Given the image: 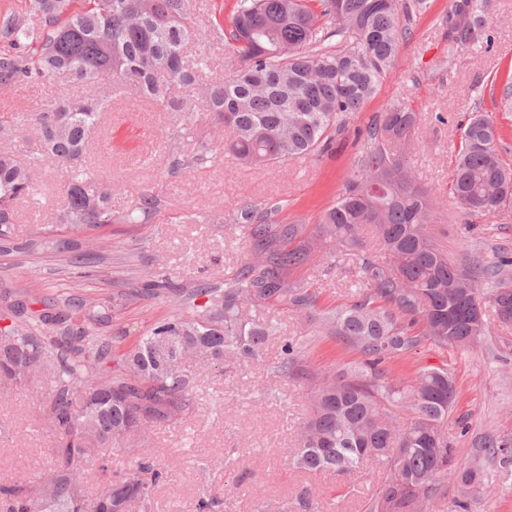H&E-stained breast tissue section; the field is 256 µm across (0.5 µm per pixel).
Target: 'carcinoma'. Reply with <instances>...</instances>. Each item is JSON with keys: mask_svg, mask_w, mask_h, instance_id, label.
Segmentation results:
<instances>
[{"mask_svg": "<svg viewBox=\"0 0 512 512\" xmlns=\"http://www.w3.org/2000/svg\"><path fill=\"white\" fill-rule=\"evenodd\" d=\"M487 0H457L448 13V41L456 49L485 39ZM194 0H25L24 11L0 16V90L63 79L77 86L107 78L113 90L133 89L165 112L188 111L180 91L199 85L203 58L186 60L185 48L212 35L225 39L239 65L221 81L204 86L206 111L224 128V152L245 167L273 168L281 160L329 151L352 112L363 110L393 68L410 24L429 9L428 0H236L229 23L206 31L193 25ZM339 45L329 44L333 37ZM105 102L61 97L48 107L0 114V140L11 141L31 124L40 129L41 149L22 161L0 150V243L16 239L14 203L38 195L32 170L46 155L62 173L64 231L30 238L23 252H53L78 264L85 252L76 239L112 223V188L85 167L89 131ZM417 113L389 106L367 130L371 142L344 192L320 216L315 231L303 224H271L274 208L240 205L231 219L251 254L224 287L202 284L172 288L162 274L143 288L112 299L71 298L35 310L21 295L4 299L0 320V373L14 384L29 381L23 369L42 364L54 395L47 422L60 437L61 465L29 483L0 484L3 512H154L156 489L167 470L143 454L152 426L189 418L196 410L193 382L175 349L200 347L227 370L260 361L278 327L258 322L249 311L281 306L317 323V331L361 355L360 361L315 373L303 364L299 346L281 341L279 377L305 389L311 416L291 454L293 468L314 474L351 475L366 461L382 474L367 512H430L445 484L463 498L483 481L481 461L460 469L448 435L457 390L444 366L420 367L395 378L391 365L430 343L469 347L472 309L492 287L495 309L503 299L512 260L475 262L461 269L438 248L430 231L436 198L416 181L396 147L412 143ZM493 120L476 108L462 128L450 191L466 210L492 216L512 208V167L497 149ZM370 226L383 256L365 254V288L352 304L321 314L311 292L288 278L313 252L362 249L360 230ZM150 295L169 300L172 314L117 358L92 325H101L124 303ZM207 297L203 309L195 300ZM80 316L91 327L71 324ZM59 328L57 335L47 330ZM116 449L129 468L109 479L93 499L85 495L81 471L94 444ZM488 455L512 470V444L488 439ZM278 512H319L303 486Z\"/></svg>", "mask_w": 512, "mask_h": 512, "instance_id": "cac0c4a2", "label": "carcinoma"}]
</instances>
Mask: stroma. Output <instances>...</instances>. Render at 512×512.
<instances>
[{"mask_svg":"<svg viewBox=\"0 0 512 512\" xmlns=\"http://www.w3.org/2000/svg\"><path fill=\"white\" fill-rule=\"evenodd\" d=\"M453 2L431 0L430 10L416 18L379 93L363 111L349 115L333 153L288 159L270 169L245 168L224 154L193 164L199 143L222 135L196 90L186 94L190 111L177 119L134 91L113 95L103 85L77 89L64 82L39 83L5 93L9 112L77 92L111 98V108L89 134L87 167L112 183L114 221L97 230V242L78 269L54 254L0 255V290L30 292L48 304L74 294L110 298L137 287L145 270L161 272L178 288L223 284L247 252L241 227L229 221L234 210L249 201L277 203L281 209L272 215L273 223L315 228L368 150L367 127L394 103L412 105L419 116L408 160L420 184L442 199L430 216L437 246L456 263L473 256L489 262L500 256L511 259L512 209L493 216L467 215L448 186L459 126L475 105L492 112L501 134V157L512 164V112L495 111L489 88L493 76L512 70V0H489L490 40L468 50L448 46L446 18ZM202 53L208 58L202 83L222 80L237 66L219 39L187 49L192 59ZM32 177L38 195L16 204V232L23 238L54 229L65 205L53 158H45ZM147 193L157 200L153 214L137 224L125 223L124 214ZM378 252L375 234L368 230L363 252L321 250L290 277L313 293L317 309L333 310L357 300L360 258ZM483 310L487 334L478 344L466 349L429 345L395 362L392 372L401 377L427 365L448 367L457 386L448 429L458 464L464 468L481 460L488 475L485 485L470 495L468 512H512V475H504L498 462L482 453L486 437H512V324L499 321L491 302H484ZM170 311L163 299L147 297L118 309L99 333L118 355ZM254 314L298 342L310 370L360 359L352 348L315 334L303 318L281 307L268 305ZM279 352L278 344H271L263 363L232 378L197 361L185 362L198 410L187 421L153 428L144 445L169 470L157 492L155 512H196L205 490L221 500L223 512H260L259 502L279 506L302 486L311 489L321 512H364L367 498L378 489L373 462L350 478L314 476L289 467L288 455L310 408L300 386L274 373ZM53 394L52 382L40 375L25 387H0V482L31 481L57 466L58 436L43 415Z\"/></svg>","mask_w":512,"mask_h":512,"instance_id":"1","label":"stroma"}]
</instances>
